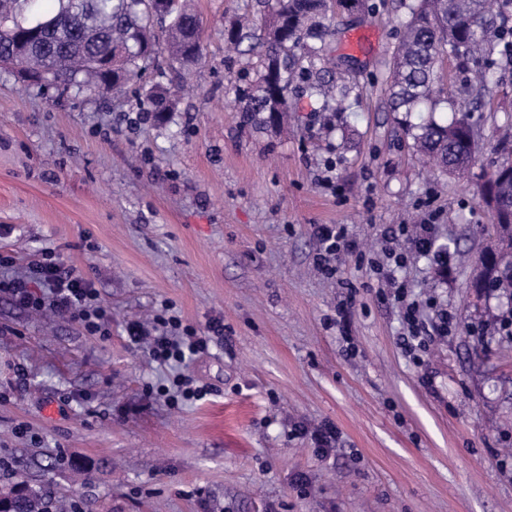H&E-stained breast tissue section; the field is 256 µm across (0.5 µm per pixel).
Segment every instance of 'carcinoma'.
<instances>
[{
  "mask_svg": "<svg viewBox=\"0 0 512 512\" xmlns=\"http://www.w3.org/2000/svg\"><path fill=\"white\" fill-rule=\"evenodd\" d=\"M40 0H0V61L19 69L22 77L36 83L64 88H85L104 93L120 90L139 80L147 62L164 40L168 61L183 67L198 63L203 56V21L190 9L188 0H167L157 14L128 0H56L57 8L45 12ZM330 11L329 0H274L268 14L267 52L264 72L256 81L243 111L250 116L287 111L288 90L297 79H310L311 70L302 62L312 59L310 40L322 41L328 28L316 22ZM503 13L492 14L488 0H416L393 57L388 85L391 111L407 117L408 135L423 156L450 173H465L473 162L468 140L476 126L462 102L450 103L452 119H432L413 124L412 114L426 104L439 102L437 65L441 58H454L468 70L469 61L480 62L470 83L471 97L480 101L492 94V77L501 67L496 47L503 45L512 57V27ZM118 51L111 79L101 59ZM142 105L162 117L174 109L167 91L156 86ZM501 165L480 176L499 199L503 211H512V174ZM499 239L505 248L483 254L482 278L471 282L477 292L489 288L512 301V221L497 219ZM0 500L14 512H68L66 506L40 487L25 485L0 490Z\"/></svg>",
  "mask_w": 512,
  "mask_h": 512,
  "instance_id": "carcinoma-1",
  "label": "carcinoma"
}]
</instances>
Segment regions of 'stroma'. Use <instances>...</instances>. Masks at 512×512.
Masks as SVG:
<instances>
[{"label":"stroma","mask_w":512,"mask_h":512,"mask_svg":"<svg viewBox=\"0 0 512 512\" xmlns=\"http://www.w3.org/2000/svg\"><path fill=\"white\" fill-rule=\"evenodd\" d=\"M340 13L313 70L346 106L293 84L274 124L248 119L238 87L265 54L234 49L237 17L264 0H194L204 58H166L119 94L29 85L0 68V253L13 275L44 251L93 281L111 336L0 294V459L83 512H512V303L470 277L495 235L478 176L512 163V65L471 118L470 172L420 161L389 108V64L405 0ZM379 41L347 61L349 33ZM178 87L165 122L142 94ZM432 218L437 249L397 270L419 304L425 348L401 347L403 308L371 271L383 233ZM317 224L359 249L335 277L315 268ZM350 304L347 317L338 306ZM457 328L439 334L437 309ZM170 310L224 342L160 366L130 324ZM207 394L173 398L178 375ZM333 424L319 455L295 424ZM81 459L88 473L74 471ZM310 477L307 488L295 474Z\"/></svg>","instance_id":"stroma-1"}]
</instances>
